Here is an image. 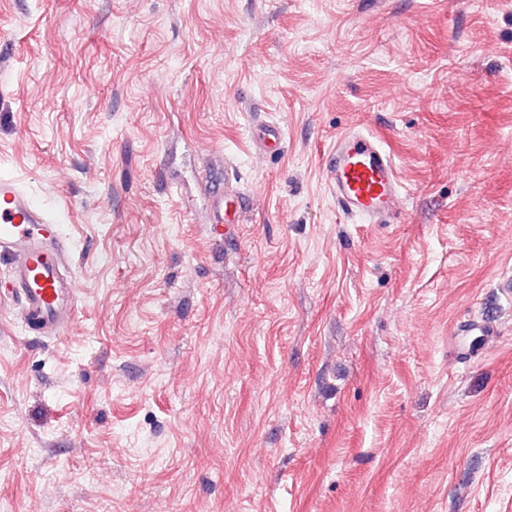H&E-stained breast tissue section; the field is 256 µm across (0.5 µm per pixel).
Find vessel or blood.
I'll return each instance as SVG.
<instances>
[{
	"instance_id": "b4317fda",
	"label": "vessel or blood",
	"mask_w": 512,
	"mask_h": 512,
	"mask_svg": "<svg viewBox=\"0 0 512 512\" xmlns=\"http://www.w3.org/2000/svg\"><path fill=\"white\" fill-rule=\"evenodd\" d=\"M331 192L347 213L371 224L396 215L401 195L393 157L371 133L350 129L327 156ZM9 268L0 297L16 305L23 325L38 336L69 328L79 296L67 270L70 257L58 219L49 217L19 181L0 175V260Z\"/></svg>"
}]
</instances>
